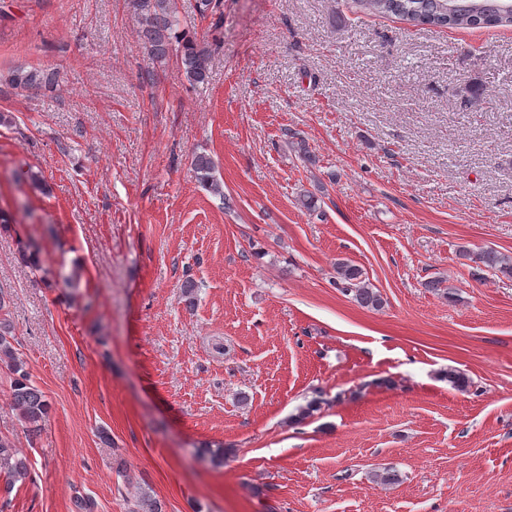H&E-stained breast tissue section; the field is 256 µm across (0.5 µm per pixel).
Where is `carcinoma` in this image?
<instances>
[{
	"label": "carcinoma",
	"instance_id": "obj_1",
	"mask_svg": "<svg viewBox=\"0 0 512 512\" xmlns=\"http://www.w3.org/2000/svg\"><path fill=\"white\" fill-rule=\"evenodd\" d=\"M362 12L375 15H393L413 26H430L448 29L490 28L512 25V11L503 10L504 0H352ZM142 12L143 37L148 54L155 59L174 55L180 62V72L193 84L206 81L209 72L210 53L188 40L178 44L176 31L183 25L172 7L171 0H137ZM200 18L221 15V0H198ZM14 85L36 89L47 82V76L38 70H17L11 75ZM194 168L201 174L203 185L221 195L223 191L214 176L215 164L204 154L195 156ZM466 258L494 274L512 277V257L497 250L473 252L459 250ZM336 286L351 296L362 307L380 311L385 300L379 290L366 280L361 267L350 260L335 263ZM12 341L10 324L0 320V361L7 364L14 378L10 385V398L25 428L34 435L48 421L50 403L43 392L33 385L23 368ZM0 470L6 475L4 494L12 492L14 484L29 478L26 458L20 456L14 442L0 437ZM131 512H163L159 500L144 492L136 499Z\"/></svg>",
	"mask_w": 512,
	"mask_h": 512
}]
</instances>
